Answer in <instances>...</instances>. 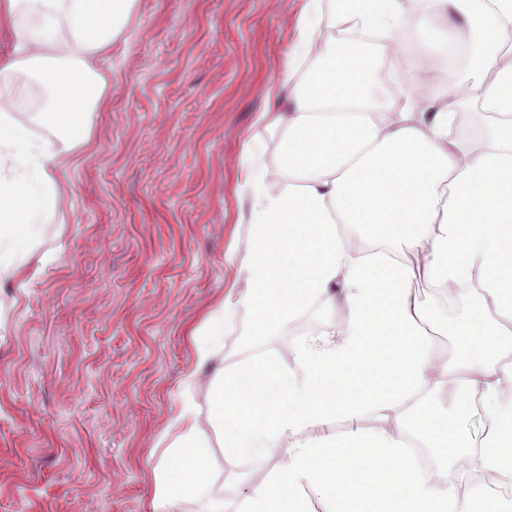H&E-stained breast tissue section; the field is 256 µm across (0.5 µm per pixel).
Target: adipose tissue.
I'll return each mask as SVG.
<instances>
[{
    "instance_id": "1",
    "label": "adipose tissue",
    "mask_w": 512,
    "mask_h": 512,
    "mask_svg": "<svg viewBox=\"0 0 512 512\" xmlns=\"http://www.w3.org/2000/svg\"><path fill=\"white\" fill-rule=\"evenodd\" d=\"M136 0H0V30L15 53L0 74L37 80L43 108L17 122L12 99H0V223L34 232L56 201L49 167L84 147L109 81L88 65L125 30ZM341 22L385 35L395 51L404 22L425 29L448 14L447 27L422 52L423 67L444 61L460 36L472 47L463 68H447L444 90L420 94L418 72L395 99H378L375 61L318 42L319 0L298 21L300 54L320 68L289 89L282 161L294 183L254 198L247 236H233L225 256L245 279L227 290L191 335L200 382L221 340L224 315L239 304L253 313V336L275 335L311 306L344 304L340 327L300 338L288 357L269 354L234 370L211 369V426L229 455L282 454L279 469L253 483L239 512H486L462 490L458 475L429 480L410 454L416 436L451 460L468 449L453 427L455 412L481 402L490 419L478 444L485 473L512 472V0H331ZM476 92L491 120L479 150L452 136L461 101ZM54 132L34 139L30 126ZM383 235L421 264L369 262L360 235ZM42 267L0 236V282L36 278ZM479 278L481 319L456 331L452 356L439 357L429 312L413 292L419 278L449 291ZM349 423L340 438L297 441L298 433ZM154 477V512L207 497L206 512H224L210 493L211 443L192 404H183L164 434Z\"/></svg>"
}]
</instances>
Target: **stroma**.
<instances>
[{
    "label": "stroma",
    "mask_w": 512,
    "mask_h": 512,
    "mask_svg": "<svg viewBox=\"0 0 512 512\" xmlns=\"http://www.w3.org/2000/svg\"><path fill=\"white\" fill-rule=\"evenodd\" d=\"M307 0H137L124 34L92 68L110 76L90 145L55 174L58 203L32 254L44 275L0 284V512H154L159 439L185 399L210 426L206 385L185 391L187 331L238 278L224 252L246 224L251 156L263 186L287 188L284 130L261 122L311 67L296 60ZM441 324L471 318L474 293ZM252 312L223 327L215 364L241 349ZM283 462L213 447L212 487L238 512Z\"/></svg>",
    "instance_id": "35a3bbf8"
}]
</instances>
